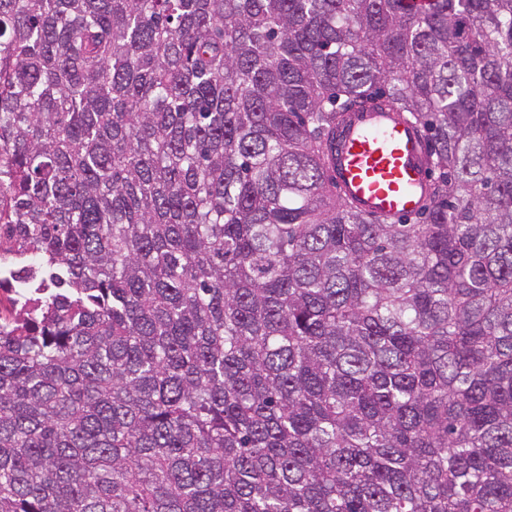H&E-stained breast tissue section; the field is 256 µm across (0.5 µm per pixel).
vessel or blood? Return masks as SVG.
<instances>
[{
  "label": "vessel or blood",
  "instance_id": "vessel-or-blood-1",
  "mask_svg": "<svg viewBox=\"0 0 512 512\" xmlns=\"http://www.w3.org/2000/svg\"><path fill=\"white\" fill-rule=\"evenodd\" d=\"M326 158L338 190L361 212L395 220L417 213L429 193L418 126L384 104L348 112Z\"/></svg>",
  "mask_w": 512,
  "mask_h": 512
}]
</instances>
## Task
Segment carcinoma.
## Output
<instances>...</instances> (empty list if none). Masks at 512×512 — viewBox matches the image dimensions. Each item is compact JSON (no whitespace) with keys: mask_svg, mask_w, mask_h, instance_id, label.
<instances>
[{"mask_svg":"<svg viewBox=\"0 0 512 512\" xmlns=\"http://www.w3.org/2000/svg\"><path fill=\"white\" fill-rule=\"evenodd\" d=\"M0 250V512H512V0H0ZM326 158L338 190L361 212L396 220L417 213L429 193L418 126L383 103L348 112Z\"/></svg>","mask_w":512,"mask_h":512,"instance_id":"carcinoma-1","label":"carcinoma"}]
</instances>
